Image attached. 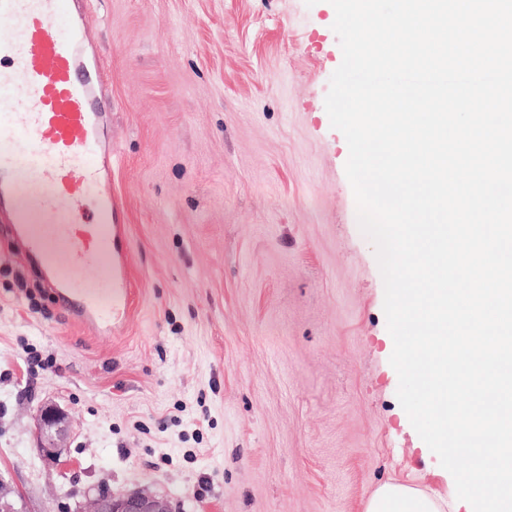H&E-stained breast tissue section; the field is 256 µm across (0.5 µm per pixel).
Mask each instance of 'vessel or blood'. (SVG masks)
Returning a JSON list of instances; mask_svg holds the SVG:
<instances>
[{
	"label": "vessel or blood",
	"mask_w": 512,
	"mask_h": 512,
	"mask_svg": "<svg viewBox=\"0 0 512 512\" xmlns=\"http://www.w3.org/2000/svg\"><path fill=\"white\" fill-rule=\"evenodd\" d=\"M87 39L69 0H0V212L78 322L108 335L128 301V262L109 261L124 228L112 221L120 204L100 148L104 77L77 65ZM22 162L34 189L27 197L9 177ZM84 269L98 279L83 284Z\"/></svg>",
	"instance_id": "vessel-or-blood-1"
}]
</instances>
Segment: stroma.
Wrapping results in <instances>:
<instances>
[{
    "label": "stroma",
    "instance_id": "stroma-1",
    "mask_svg": "<svg viewBox=\"0 0 512 512\" xmlns=\"http://www.w3.org/2000/svg\"><path fill=\"white\" fill-rule=\"evenodd\" d=\"M80 9L128 307L112 336L71 321L0 214V478L18 507L74 512L105 487L175 512H364L392 480L458 502L396 396L384 282L324 105L342 62L332 5ZM47 403L68 416L60 465L38 451Z\"/></svg>",
    "mask_w": 512,
    "mask_h": 512
}]
</instances>
